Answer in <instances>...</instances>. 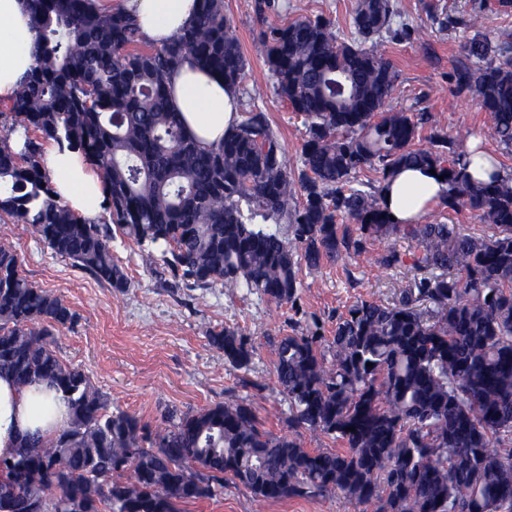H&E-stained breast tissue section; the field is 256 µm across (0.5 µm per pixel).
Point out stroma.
<instances>
[{
  "instance_id": "obj_1",
  "label": "stroma",
  "mask_w": 512,
  "mask_h": 512,
  "mask_svg": "<svg viewBox=\"0 0 512 512\" xmlns=\"http://www.w3.org/2000/svg\"><path fill=\"white\" fill-rule=\"evenodd\" d=\"M258 2L224 0V14L246 59L240 106L265 113L289 167L295 170L306 127L277 95L257 36L267 25L316 16L330 21L334 32L350 35L353 0H273V8L262 12ZM471 5L472 0H402L400 23L410 33L385 40L379 51L398 73L392 106L431 115L421 137L436 129L451 135L469 130L487 152L501 155L488 113L458 94L451 79L454 66L465 58L469 32L460 21L467 18ZM257 85L262 95L256 99L252 93ZM501 157L512 167V157ZM1 243L17 251L31 282L61 297L76 313L73 325L55 331L54 348L60 359L83 369L107 396L110 409L137 416L153 431L168 411L195 412L224 402L232 393L251 406L263 429L287 432L288 399L274 372L280 336L305 332L315 324L322 336H330L337 317L356 300L394 305L399 288L426 274L421 244L400 235L381 243L370 240L361 255H339L316 271L300 269L302 288L294 311L243 289L186 287L166 270L158 250L120 234L110 245L129 283L121 292L53 254L30 225L0 223ZM387 249L400 257L390 268L380 262ZM226 327L236 328L253 347L248 371L233 368L223 352L209 346L206 330ZM184 512H359V508L340 494L264 502L243 487L228 485L212 499L185 506Z\"/></svg>"
}]
</instances>
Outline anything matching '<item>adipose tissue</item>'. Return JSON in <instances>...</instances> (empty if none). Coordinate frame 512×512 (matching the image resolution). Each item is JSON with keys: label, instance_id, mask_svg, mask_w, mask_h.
<instances>
[{"label": "adipose tissue", "instance_id": "1", "mask_svg": "<svg viewBox=\"0 0 512 512\" xmlns=\"http://www.w3.org/2000/svg\"><path fill=\"white\" fill-rule=\"evenodd\" d=\"M99 8L134 13L144 40L161 46L183 33L198 12L199 0H99ZM37 32L26 0H0V99L12 97L34 64ZM169 101L188 136L205 146L218 144L240 120L238 93L222 76L184 58L170 74ZM45 168L57 199L87 221H95L105 203L104 184L80 151L51 146ZM448 192L446 181L420 167L399 169L385 182L382 202L395 223L420 222ZM67 408L42 385L18 388L0 376V457L15 454L24 435L55 436Z\"/></svg>", "mask_w": 512, "mask_h": 512}]
</instances>
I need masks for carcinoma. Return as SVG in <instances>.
I'll list each match as a JSON object with an SVG mask.
<instances>
[{
  "label": "carcinoma",
  "instance_id": "1",
  "mask_svg": "<svg viewBox=\"0 0 512 512\" xmlns=\"http://www.w3.org/2000/svg\"><path fill=\"white\" fill-rule=\"evenodd\" d=\"M28 2L38 40L9 100L12 124L0 130V220L32 225L55 255L117 290L128 279L112 256L114 229L159 249L190 288H244L279 307H296L301 267L358 256L369 239L401 234L422 244L431 273L393 306L356 302L327 340L316 329L280 337L275 373L288 433L261 429L249 405L229 398L173 411L152 434L136 416L109 410L89 376L57 356L54 330L76 314L0 244V373L21 387L43 383L68 405L54 438L31 436L0 458V512H183L229 483L266 501L339 492L375 512H512V170L476 180L468 136L434 132L420 147L427 114L387 108L398 74L366 43L401 34L400 0H354L349 40L320 17L260 32L276 92L306 125L295 174L264 113H244L207 148L170 106L167 78L186 55L241 83L246 60L224 0H200L192 25L162 47L95 0ZM488 7L478 0L464 22L472 36L454 80L512 156V33L482 30ZM51 141L80 149L96 168L107 191L102 223L52 198L43 163ZM409 166L444 174L441 207L473 212L497 232L391 223L379 184ZM365 170L377 174L369 191L353 186ZM456 265L464 275L449 273ZM206 339L249 370L253 347L238 330L209 329ZM301 429L339 447L305 448Z\"/></svg>",
  "mask_w": 512,
  "mask_h": 512
}]
</instances>
